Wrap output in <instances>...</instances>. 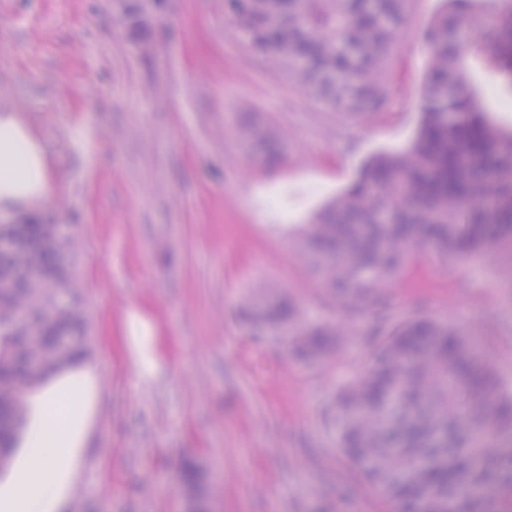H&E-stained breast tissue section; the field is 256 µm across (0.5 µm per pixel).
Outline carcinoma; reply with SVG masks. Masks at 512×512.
I'll return each instance as SVG.
<instances>
[{
  "label": "carcinoma",
  "instance_id": "cac0c4a2",
  "mask_svg": "<svg viewBox=\"0 0 512 512\" xmlns=\"http://www.w3.org/2000/svg\"><path fill=\"white\" fill-rule=\"evenodd\" d=\"M408 0H224L244 42L312 97L338 112H371L385 101L392 49ZM448 0L426 34L418 132L399 152L374 155L359 181L319 213L303 239L307 262L340 304L335 324H312L280 298L254 310L302 360L316 361L330 339L351 330L360 302L376 297L375 345L364 379L338 396L340 448L391 512H512V391L488 348L450 322L421 315L394 318L386 288L421 241L454 258L512 244V131L499 128L476 102L463 64L475 51L512 82V2ZM128 36L148 39L141 0H124ZM254 152L277 163L281 146L262 130ZM32 217L0 224V462L10 457L25 412L17 399L46 369L84 350L85 321L69 276V241L46 240ZM180 476L201 482L192 462Z\"/></svg>",
  "mask_w": 512,
  "mask_h": 512
}]
</instances>
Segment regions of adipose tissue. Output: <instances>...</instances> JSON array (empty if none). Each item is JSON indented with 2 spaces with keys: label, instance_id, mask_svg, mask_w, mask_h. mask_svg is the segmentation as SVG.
I'll list each match as a JSON object with an SVG mask.
<instances>
[{
  "label": "adipose tissue",
  "instance_id": "obj_1",
  "mask_svg": "<svg viewBox=\"0 0 512 512\" xmlns=\"http://www.w3.org/2000/svg\"><path fill=\"white\" fill-rule=\"evenodd\" d=\"M53 192L44 140L23 113L0 108V214L40 207ZM99 375L81 361L25 389L27 421L11 469L0 477V512H65L98 410Z\"/></svg>",
  "mask_w": 512,
  "mask_h": 512
}]
</instances>
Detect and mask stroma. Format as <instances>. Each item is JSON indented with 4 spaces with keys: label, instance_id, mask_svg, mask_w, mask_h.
Returning a JSON list of instances; mask_svg holds the SVG:
<instances>
[{
    "label": "stroma",
    "instance_id": "stroma-1",
    "mask_svg": "<svg viewBox=\"0 0 512 512\" xmlns=\"http://www.w3.org/2000/svg\"><path fill=\"white\" fill-rule=\"evenodd\" d=\"M442 7L410 0L385 104L349 116L258 63L224 0H168L145 49L114 0H0V107L23 112L50 149L43 211L66 227L100 380L67 512H190L176 479L185 459L201 471L206 512H389L336 429V394L363 378L366 338L302 362L241 310L265 294L292 298L309 321L339 319L303 230L370 156L412 142L423 34ZM468 72L511 130L512 89L488 63L469 59ZM245 115L280 139L278 167L247 148ZM387 300L392 314L483 337L512 381V244L456 259L413 244ZM133 310L155 335L149 377L123 336Z\"/></svg>",
    "mask_w": 512,
    "mask_h": 512
}]
</instances>
